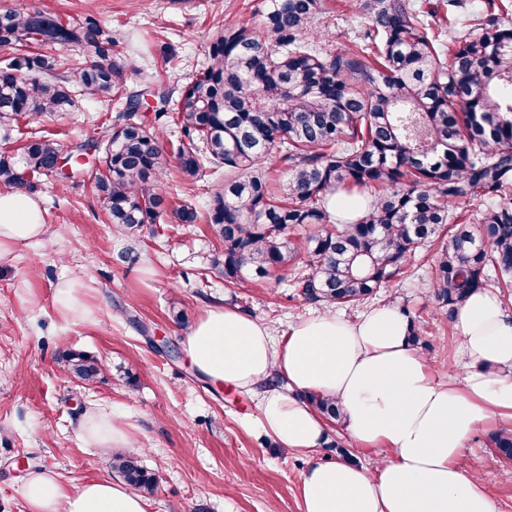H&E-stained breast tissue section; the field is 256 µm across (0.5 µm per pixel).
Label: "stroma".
<instances>
[{
    "label": "stroma",
    "instance_id": "stroma-1",
    "mask_svg": "<svg viewBox=\"0 0 512 512\" xmlns=\"http://www.w3.org/2000/svg\"><path fill=\"white\" fill-rule=\"evenodd\" d=\"M263 0H0V11L32 5L76 20L94 13L111 30L115 53L138 59L126 75L128 89L144 83L180 89L207 62V46L226 15L259 24ZM321 18L318 50L357 40L361 20L345 0H329ZM74 105L48 120L64 149L102 133L122 102L75 95ZM170 206L193 204L206 211L211 182L167 178ZM36 193L49 226L39 242L21 245L0 266V512H27L23 483L31 471L58 475L66 490L84 482L112 480L111 455L85 444L76 427L88 410L118 413L137 443L136 454L158 476L149 512H303L301 474L309 463L339 459L349 450L356 463L373 466L376 451L356 448L343 428L331 427L327 443L307 452L276 448L257 426L254 397L212 382L184 353V338L209 307L234 306L274 334L321 307L302 301L283 269L238 284L211 272L217 244L207 224H179L162 217L131 236L106 224L88 176L67 190L41 182ZM431 270L379 289L361 307L342 308L354 318L390 305L410 312L425 330L423 356L438 373L461 372L458 332L434 322ZM63 280L85 286L88 318L63 320L56 287ZM75 350L102 365L96 383L84 385L61 371L58 358ZM511 428L494 418L477 429L459 466L477 474L497 512H512V470L490 445L491 433Z\"/></svg>",
    "mask_w": 512,
    "mask_h": 512
}]
</instances>
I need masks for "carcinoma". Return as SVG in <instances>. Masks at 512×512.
Instances as JSON below:
<instances>
[{
  "instance_id": "carcinoma-1",
  "label": "carcinoma",
  "mask_w": 512,
  "mask_h": 512,
  "mask_svg": "<svg viewBox=\"0 0 512 512\" xmlns=\"http://www.w3.org/2000/svg\"><path fill=\"white\" fill-rule=\"evenodd\" d=\"M328 0H268L261 27L224 22L208 63L183 87L175 116L161 106L146 120L147 86L129 93L115 40L94 15L77 24L37 7L0 13V137L17 133L16 152L0 153V189L33 192L44 178L65 186L99 160L95 196L112 228L135 235L168 209L165 177L175 166L189 181L224 169V182L200 214L173 209L177 223L209 225L221 243L212 267L228 284L306 263L296 296L326 305L357 303L408 275L419 250L436 247L430 288L435 316L452 323L468 296L496 288L512 298V21L492 14L477 32L445 45L441 29L414 0H351L363 36L325 54L310 40ZM58 45L81 63L30 50ZM124 99L121 122L70 150L46 135L45 118L73 103V88ZM173 119L177 142L166 144ZM278 159V186L265 164ZM358 192L365 206L340 222L334 196ZM477 203L472 224L453 223L450 204ZM64 373L94 382L98 362L64 351ZM324 419L341 422L330 398L312 394ZM512 461V431L491 437ZM112 469L150 492L156 474L130 453Z\"/></svg>"
}]
</instances>
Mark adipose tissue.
Wrapping results in <instances>:
<instances>
[{"label":"adipose tissue","mask_w":512,"mask_h":512,"mask_svg":"<svg viewBox=\"0 0 512 512\" xmlns=\"http://www.w3.org/2000/svg\"><path fill=\"white\" fill-rule=\"evenodd\" d=\"M49 231L35 195L0 190V265ZM463 377H437L408 340L409 323L383 306L350 319L324 311L282 336L239 309L205 311L185 337L197 370L257 393L258 423L282 449L322 445L326 422L310 393L341 407L355 442L380 451L374 467L312 463L301 475L303 512H496L478 477L458 460L492 417L512 420V310L488 291L470 295L455 314ZM79 437L122 451L135 442L119 418L82 416ZM28 512H148L124 482L89 481L66 492L56 474H31Z\"/></svg>","instance_id":"ef3b65f1"}]
</instances>
